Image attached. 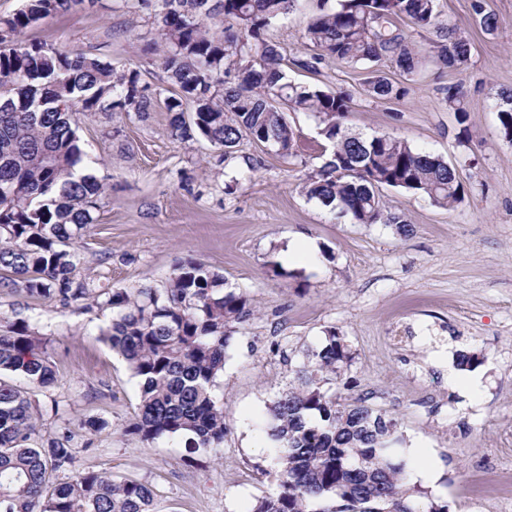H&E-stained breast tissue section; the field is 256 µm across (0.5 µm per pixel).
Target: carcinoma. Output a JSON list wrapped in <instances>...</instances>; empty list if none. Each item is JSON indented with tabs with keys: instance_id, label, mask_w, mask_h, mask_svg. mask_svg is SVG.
Returning a JSON list of instances; mask_svg holds the SVG:
<instances>
[{
	"instance_id": "1",
	"label": "carcinoma",
	"mask_w": 512,
	"mask_h": 512,
	"mask_svg": "<svg viewBox=\"0 0 512 512\" xmlns=\"http://www.w3.org/2000/svg\"><path fill=\"white\" fill-rule=\"evenodd\" d=\"M303 0H155L161 65L176 93L165 98L142 83L137 69L117 72L83 53L13 38L40 20L96 0H25L0 17V271L27 297L63 309L110 307L115 316L104 340L127 363L138 384L139 407L124 434L141 442L181 439L192 452H213L228 430L215 395L238 325L253 314L244 292L224 276L187 260L160 289L114 288L79 274L74 246L94 227L91 210L106 183L89 172L98 159L82 148L79 112H138L163 104L176 140L198 137L236 152L244 139L282 156L297 153L298 135L282 105L310 113L330 146L328 158L302 187L306 197L354 224H391L406 234L402 212L383 203L380 190L419 194L436 207L464 200L466 185L445 160L407 142L362 137L345 127L353 96L296 84L270 36L278 19ZM488 34L495 17L482 0L472 5ZM438 0H337L314 15L307 37L315 48L291 65L316 73L330 58L344 63L389 62L405 75L422 64L399 22L435 34L434 62L460 69L469 40L439 19ZM377 98L405 88L379 72L366 81ZM448 109L468 133L460 84L441 88ZM502 137L512 141V95L496 104ZM349 346L336 331L307 350L296 381L269 406L275 487L252 512H448V505L409 483L405 461L386 445L400 440L398 420L362 398L332 392L351 365ZM55 377L46 342L24 319L0 327V512H154L145 483L83 472L57 478L75 460L66 428L33 444L38 413L21 387H47Z\"/></svg>"
}]
</instances>
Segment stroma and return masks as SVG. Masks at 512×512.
<instances>
[{
  "mask_svg": "<svg viewBox=\"0 0 512 512\" xmlns=\"http://www.w3.org/2000/svg\"><path fill=\"white\" fill-rule=\"evenodd\" d=\"M473 0H439L441 19L471 43L468 63L439 70L429 60L432 34L412 35L426 58L413 76L383 69L405 96L365 92L369 65L332 59L318 73L289 71L297 83L352 93L351 132L389 136L442 157L467 185L464 201L442 209L427 199L389 191L412 226L409 236L384 224H354L314 200L302 185L323 163L322 137L309 114L286 109L299 135L286 158L242 145L234 158L203 139L174 140L165 110L78 114V135L110 180L94 212L95 227L77 249L81 274L117 288L163 287L193 258L247 293L254 316L239 325L217 398L228 432L214 454L189 453L179 440L146 444L123 432L137 411L138 388L100 336L108 309H64L0 288V318L21 317L45 334L55 380L30 389L39 436L61 426L75 433L78 472L146 483L156 512H250L273 488L268 408L287 390L305 349L328 331L344 338L353 362L343 397L365 398L398 419L401 445L431 449L443 467L433 498L448 512H512V142L499 133L495 105L512 91V0H486L498 21L486 34ZM304 0L281 18L275 36L287 57L308 52L305 38L318 8ZM86 53L116 70H140L165 87L152 0H97L90 11L55 14L22 36ZM463 83L470 140L440 91ZM241 182L233 195L224 184ZM320 248L317 265L288 263L296 236ZM474 357L461 368L462 356ZM105 420L89 435L80 423Z\"/></svg>",
  "mask_w": 512,
  "mask_h": 512,
  "instance_id": "stroma-1",
  "label": "stroma"
}]
</instances>
